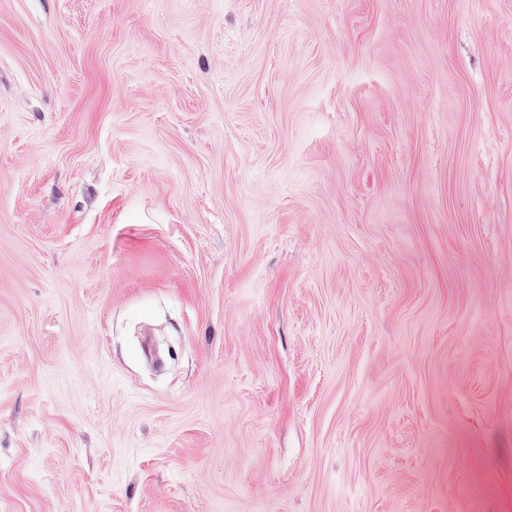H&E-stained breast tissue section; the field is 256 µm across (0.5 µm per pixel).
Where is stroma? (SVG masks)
<instances>
[{
  "label": "stroma",
  "mask_w": 512,
  "mask_h": 512,
  "mask_svg": "<svg viewBox=\"0 0 512 512\" xmlns=\"http://www.w3.org/2000/svg\"><path fill=\"white\" fill-rule=\"evenodd\" d=\"M0 512H512V0H0Z\"/></svg>",
  "instance_id": "stroma-1"
}]
</instances>
